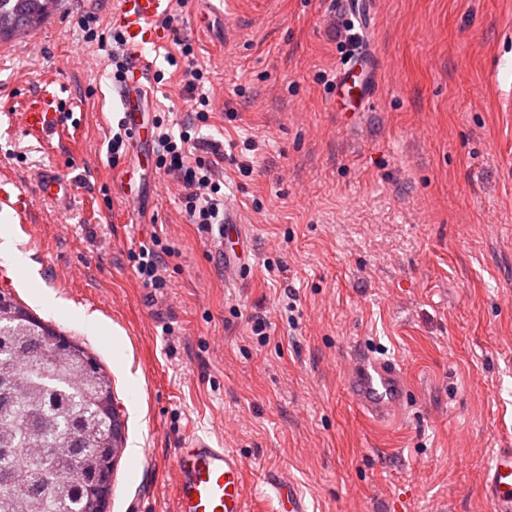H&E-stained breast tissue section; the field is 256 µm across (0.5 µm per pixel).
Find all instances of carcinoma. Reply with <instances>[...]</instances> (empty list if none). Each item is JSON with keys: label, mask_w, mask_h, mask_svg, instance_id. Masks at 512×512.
Returning a JSON list of instances; mask_svg holds the SVG:
<instances>
[{"label": "carcinoma", "mask_w": 512, "mask_h": 512, "mask_svg": "<svg viewBox=\"0 0 512 512\" xmlns=\"http://www.w3.org/2000/svg\"><path fill=\"white\" fill-rule=\"evenodd\" d=\"M57 0H0V39L17 28L40 26ZM12 307L23 322L36 323L42 336H26L0 325V512H16L18 498L28 512H85L86 501L62 497L56 489L59 471L72 462L53 448H94L111 436L121 439V421L112 416V388L96 360L78 343L57 336L12 297L0 293V304ZM90 366L99 391L88 387L72 368L71 358Z\"/></svg>", "instance_id": "obj_1"}]
</instances>
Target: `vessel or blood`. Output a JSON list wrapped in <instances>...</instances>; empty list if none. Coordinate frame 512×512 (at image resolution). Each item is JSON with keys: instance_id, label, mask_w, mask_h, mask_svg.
<instances>
[{"instance_id": "1", "label": "vessel or blood", "mask_w": 512, "mask_h": 512, "mask_svg": "<svg viewBox=\"0 0 512 512\" xmlns=\"http://www.w3.org/2000/svg\"><path fill=\"white\" fill-rule=\"evenodd\" d=\"M176 0H120L111 21L121 29L127 47L140 52L163 44L168 31L165 20L173 13ZM145 65L134 62L130 79L118 90L123 120L133 144L142 141L144 127L142 103L149 96L144 83ZM336 99L365 108L373 96L370 61L357 56L349 65L340 66L335 79ZM21 123L30 134L47 138L61 125L59 95L53 85H46L25 100ZM39 194L44 200L66 207L75 203L72 183L56 171L42 169L37 173ZM30 196L19 184L0 179V212L11 213L24 232L33 207ZM247 236L237 210L224 209V269L233 271L240 265ZM346 390L355 403L381 423L398 416L405 402L406 387L396 365L369 357L355 358L346 377ZM176 473L173 489V512H249L244 493L243 465L230 449L214 445L209 436L190 433L173 455ZM270 485L284 512H307L297 488L281 479ZM483 489L492 512H512V447L498 449L486 469Z\"/></svg>"}]
</instances>
